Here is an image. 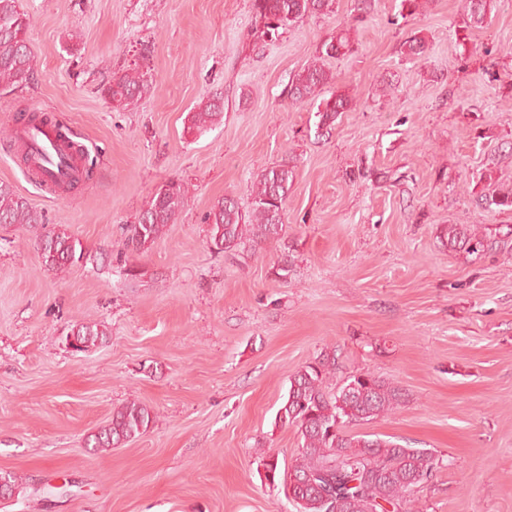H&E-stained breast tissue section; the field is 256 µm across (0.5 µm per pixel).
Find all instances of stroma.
I'll return each mask as SVG.
<instances>
[{
	"instance_id": "stroma-1",
	"label": "stroma",
	"mask_w": 512,
	"mask_h": 512,
	"mask_svg": "<svg viewBox=\"0 0 512 512\" xmlns=\"http://www.w3.org/2000/svg\"><path fill=\"white\" fill-rule=\"evenodd\" d=\"M22 4L35 79L0 87V182L78 236L87 259L46 270L36 229L0 224V472L28 486L0 512H295L256 450L290 468L300 438L276 414L290 375L330 348L335 382L370 371L406 392L394 414L348 431L439 458L418 512H512V258L441 241L451 224L512 226V211L472 196L512 186V0L479 27L462 0L414 15L375 0L360 22L355 0H336L274 42L255 36L252 0ZM339 31L355 50L325 66L352 104L320 137L314 105L288 89ZM412 37L424 57L405 54ZM134 65L153 84L113 111L100 88ZM217 90L222 122L184 136ZM32 111L65 121L98 161L91 180L59 194L28 179L12 132ZM284 161L283 240L212 252L211 205L249 208L256 175ZM172 178L183 210L132 252L126 226ZM122 258L142 276L126 278ZM80 319L105 324L108 342L73 352ZM129 401L153 410L149 431L88 448Z\"/></svg>"
}]
</instances>
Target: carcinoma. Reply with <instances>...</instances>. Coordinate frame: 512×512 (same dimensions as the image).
I'll return each mask as SVG.
<instances>
[{
  "label": "carcinoma",
  "mask_w": 512,
  "mask_h": 512,
  "mask_svg": "<svg viewBox=\"0 0 512 512\" xmlns=\"http://www.w3.org/2000/svg\"><path fill=\"white\" fill-rule=\"evenodd\" d=\"M496 0H464L471 22L480 26ZM335 0H253L252 10L259 37L273 41L306 16L334 12ZM31 18L21 0H0V86L23 88L34 75V58L28 44ZM353 51L347 34L340 32L325 39L319 47V59L304 68L291 81L289 95L294 103H317L316 130L330 127L351 98L333 91L324 95V87L333 81L322 60ZM149 72L139 66L112 73L101 93L112 109L120 112L133 105L150 88ZM224 114L220 91L210 93L187 116V132L202 133L219 123ZM50 125L54 128L64 155L74 151L68 127L40 113L27 117L25 126ZM294 171L286 164L264 169L251 187L252 202L241 209L232 198H221L205 214L207 245L217 252L231 254L250 242L259 245L278 241L284 226V201L293 183ZM478 204L487 209L512 211V190L484 188L477 194ZM185 205L183 184L171 179L152 196L134 224L126 227V245L142 253L162 237ZM42 213L33 209L13 187L0 182V224H43ZM444 245L450 252L482 256L493 249L512 248V228L494 233L474 224H450L444 229ZM36 247L44 267L65 271L87 259L81 240L59 228L47 229L36 236ZM70 333L79 343L77 351L86 352L105 344L109 332L96 321H79ZM336 351L324 350L313 361L297 368L289 378L286 399L277 413L278 423L296 428L301 446L290 470L310 484L294 489L289 499L296 512H411L413 496L433 477L438 462L426 449L411 448L390 439L368 435H349L345 428L356 422L370 421L390 414L405 402V394L392 382L371 372H356L332 389L330 379L336 373ZM154 422L150 407L136 401L112 411V420L87 444L97 450L115 448L145 434ZM259 466L268 485L280 479L278 459L258 451Z\"/></svg>",
  "instance_id": "cac0c4a2"
}]
</instances>
